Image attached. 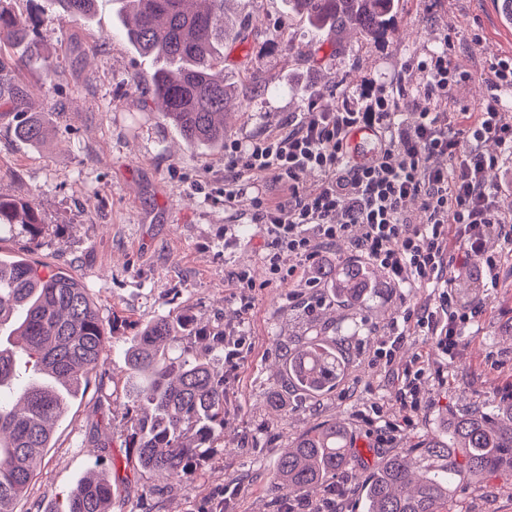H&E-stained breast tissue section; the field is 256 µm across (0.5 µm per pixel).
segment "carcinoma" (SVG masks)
<instances>
[{
  "label": "carcinoma",
  "mask_w": 512,
  "mask_h": 512,
  "mask_svg": "<svg viewBox=\"0 0 512 512\" xmlns=\"http://www.w3.org/2000/svg\"><path fill=\"white\" fill-rule=\"evenodd\" d=\"M73 19H86L95 0H52ZM134 7L127 39L161 63L149 93L162 117L189 145L224 144V112L233 90L224 82V39L241 35L228 20L229 0H119ZM318 34L385 33L395 0H287ZM34 22L0 0V55L24 47L40 56ZM30 92L14 84L8 104L19 121L16 137L46 140L49 123L30 111ZM25 226L41 234L36 199L0 196V232ZM331 295L347 309L364 306L372 276L343 261L329 274ZM0 512H17L51 447L52 425L65 415L88 375L104 362V326L73 271L24 259L0 260ZM136 399L128 447L139 467L161 477H189L216 448L224 431V331L191 332L186 316H160L130 337L125 350ZM347 364L320 333L288 355L285 371L296 395H322L343 378ZM345 424L326 422L299 434L277 462L274 488L283 497L307 492L350 461ZM385 459L363 484L365 512H444L467 473L512 470V401L452 414L419 445ZM112 482L97 468L53 512H111Z\"/></svg>",
  "instance_id": "cac0c4a2"
}]
</instances>
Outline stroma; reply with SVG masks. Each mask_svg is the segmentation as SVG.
Listing matches in <instances>:
<instances>
[{"label":"stroma","mask_w":512,"mask_h":512,"mask_svg":"<svg viewBox=\"0 0 512 512\" xmlns=\"http://www.w3.org/2000/svg\"><path fill=\"white\" fill-rule=\"evenodd\" d=\"M9 7L35 20L58 78L46 83L38 61L15 75L53 129L42 144L18 140L13 112L0 106V195L36 196L43 222L35 245L19 224L0 234V258L73 269L108 336L102 366L53 430L54 446L22 512L60 502L93 464L117 485L112 512H199L217 500L224 512H316L328 501L337 512H363L361 485L390 451L412 449L448 415L512 399V244L490 238L500 279L480 322L466 327L443 379L423 383L413 425L393 445H380L377 426L365 420L371 403L397 412L398 373L432 350L423 337L406 336L387 371L372 365L373 353L394 319L428 302L430 289L397 286L376 272L377 287L355 316L330 307L326 282L297 267L295 258L280 260L281 267L296 266L294 277L268 281L265 238L249 196L233 208L224 204L223 147L188 145L162 119L147 92L158 64L127 41L117 0H96L88 20L60 16L50 0H10ZM239 21L247 37L225 40L224 78L240 106L227 119L226 135L243 142L287 132L289 119L308 104L335 111L368 86L396 96L405 119L414 121L418 66L442 50L451 66L469 73L452 94L451 111L476 113L489 94L488 67L512 57V26L502 22L494 0H398L392 29L376 41L322 38L289 14L285 0H244ZM292 42L301 53H289ZM297 85L306 86V95L294 94ZM242 272L252 287H243ZM178 313L213 330L235 326L246 338L240 358L225 368L224 439L186 482L140 472L126 446L134 405L125 385L127 340L145 323ZM318 329L330 339L344 337L345 378L303 402L286 394V413H274L266 399L284 391L288 350ZM331 420L349 430V466L308 496L291 502L277 496L278 457L300 433ZM99 425L110 446L98 460L89 436ZM228 485L237 495L225 493ZM448 509L512 512V473L462 481Z\"/></svg>","instance_id":"1"}]
</instances>
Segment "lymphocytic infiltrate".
I'll return each mask as SVG.
<instances>
[{
    "label": "lymphocytic infiltrate",
    "instance_id": "f902f5d3",
    "mask_svg": "<svg viewBox=\"0 0 512 512\" xmlns=\"http://www.w3.org/2000/svg\"><path fill=\"white\" fill-rule=\"evenodd\" d=\"M420 69L423 104L414 124L401 119L392 95L376 89L336 111L304 113L283 134L224 142L225 205L242 196L237 176L245 171L271 176L283 191L275 201L263 191L251 199L254 219L271 241L265 261L272 279L284 277L279 252L321 272L325 248L347 238L393 284L432 290L428 306L407 311L380 337L377 366L391 365L412 329L436 356H453L464 325L477 322L486 306L482 295L458 301L452 292L456 270H474L481 284H495L498 264L485 253L484 240L494 233L512 242V212L499 210V190L488 181L490 171L512 161V119L496 97L512 87V57L492 64L486 77L491 94L472 120L448 118V99L467 74L449 68L447 52L432 54ZM489 141L497 152H484ZM311 172L321 176L312 189L303 184ZM430 373L429 361L420 357L403 370L396 390L400 414L373 405L388 433L411 425Z\"/></svg>",
    "mask_w": 512,
    "mask_h": 512
}]
</instances>
